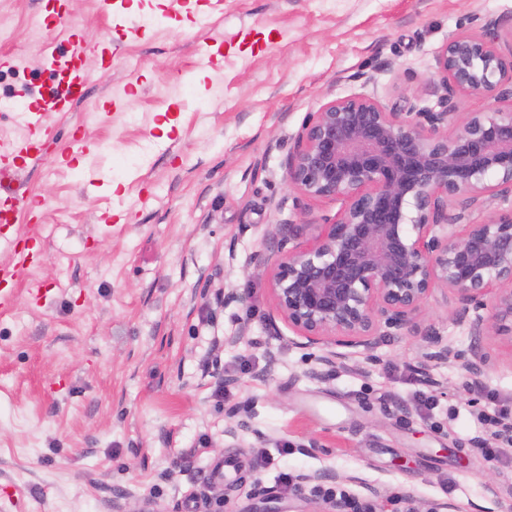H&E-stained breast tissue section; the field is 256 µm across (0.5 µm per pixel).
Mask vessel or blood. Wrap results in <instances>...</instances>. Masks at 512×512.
Returning <instances> with one entry per match:
<instances>
[{"mask_svg": "<svg viewBox=\"0 0 512 512\" xmlns=\"http://www.w3.org/2000/svg\"><path fill=\"white\" fill-rule=\"evenodd\" d=\"M44 56L60 88L30 102L25 112L19 113V122L26 133L20 138L0 143V181L8 178L14 170L42 163L49 144L55 140L51 128L45 123L47 113L70 111L85 95L89 48L80 33L69 32L63 52L49 49ZM29 261L28 250L21 247L14 253L13 264L0 266L1 312L10 310L14 304V295L6 289V281L12 280L17 268Z\"/></svg>", "mask_w": 512, "mask_h": 512, "instance_id": "obj_1", "label": "vessel or blood"}]
</instances>
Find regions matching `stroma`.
Instances as JSON below:
<instances>
[{
    "mask_svg": "<svg viewBox=\"0 0 512 512\" xmlns=\"http://www.w3.org/2000/svg\"><path fill=\"white\" fill-rule=\"evenodd\" d=\"M485 16L512 37V0H124L110 19L68 0L51 24L40 0H0V57L16 58L0 67V139L24 133L18 92L55 83L47 43L75 30L92 52L84 98L47 117L65 157L15 175L39 211L0 224V265L34 248L0 314V512H112L121 490L132 512H313L321 493L291 478L318 469L346 475L354 512H512V444L484 421L512 420V336L471 335L432 300L424 325L490 355L480 381L455 362L421 372L417 336L317 378L320 348L285 325L270 335L255 260L277 225L336 213L290 190L284 162L309 113L362 92L360 75L404 112L484 110L439 88L435 65ZM131 23L140 36L120 38ZM227 288L247 305L224 304ZM215 363L237 384L218 390Z\"/></svg>",
    "mask_w": 512,
    "mask_h": 512,
    "instance_id": "obj_1",
    "label": "stroma"
}]
</instances>
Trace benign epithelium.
<instances>
[{
    "instance_id": "benign-epithelium-1",
    "label": "benign epithelium",
    "mask_w": 512,
    "mask_h": 512,
    "mask_svg": "<svg viewBox=\"0 0 512 512\" xmlns=\"http://www.w3.org/2000/svg\"><path fill=\"white\" fill-rule=\"evenodd\" d=\"M498 27L487 18L479 34H451L436 55L444 89L492 101L487 111L397 112L361 92L325 103L298 130L285 181L341 207L321 223L279 225L260 263L271 334L281 320L320 347L313 376L347 358L340 347L371 353L386 336H420L429 348L422 370L453 361L478 380L488 355L459 351L422 327L437 293L472 334L490 326L512 334V104L500 106L512 98V49L499 47ZM460 197L496 207L483 220L448 213ZM345 480L334 470L305 472L295 492Z\"/></svg>"
}]
</instances>
